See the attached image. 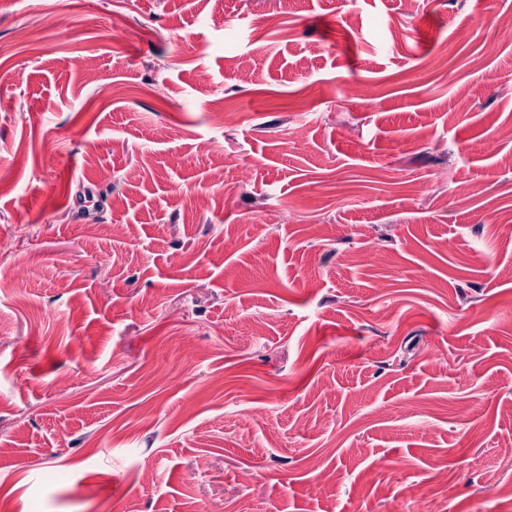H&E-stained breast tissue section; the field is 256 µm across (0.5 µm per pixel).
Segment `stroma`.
<instances>
[{
	"label": "stroma",
	"instance_id": "obj_1",
	"mask_svg": "<svg viewBox=\"0 0 512 512\" xmlns=\"http://www.w3.org/2000/svg\"><path fill=\"white\" fill-rule=\"evenodd\" d=\"M476 13L0 0L12 512H512V37L459 43Z\"/></svg>",
	"mask_w": 512,
	"mask_h": 512
}]
</instances>
